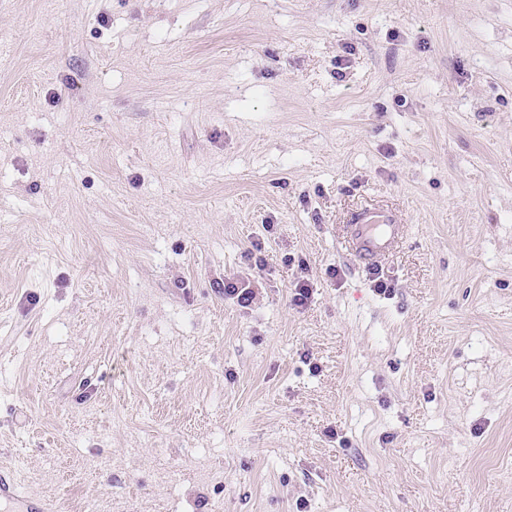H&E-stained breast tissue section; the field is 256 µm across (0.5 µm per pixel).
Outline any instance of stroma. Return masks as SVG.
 Wrapping results in <instances>:
<instances>
[{
    "mask_svg": "<svg viewBox=\"0 0 512 512\" xmlns=\"http://www.w3.org/2000/svg\"><path fill=\"white\" fill-rule=\"evenodd\" d=\"M1 466L57 512H512V0H0ZM348 223L345 247L364 267L376 265L391 253L404 232L398 212L390 208L360 207ZM251 282L240 281L236 277L224 276L225 298L236 299L241 307L249 306L253 301L254 289Z\"/></svg>",
    "mask_w": 512,
    "mask_h": 512,
    "instance_id": "1",
    "label": "stroma"
}]
</instances>
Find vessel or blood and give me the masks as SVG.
I'll return each mask as SVG.
<instances>
[{
  "mask_svg": "<svg viewBox=\"0 0 512 512\" xmlns=\"http://www.w3.org/2000/svg\"><path fill=\"white\" fill-rule=\"evenodd\" d=\"M403 232L397 211L364 206L350 215L344 234L345 247L361 264L371 267L394 250ZM0 500L10 505L11 512H49L46 502L22 496L1 473Z\"/></svg>",
  "mask_w": 512,
  "mask_h": 512,
  "instance_id": "vessel-or-blood-1",
  "label": "vessel or blood"
}]
</instances>
